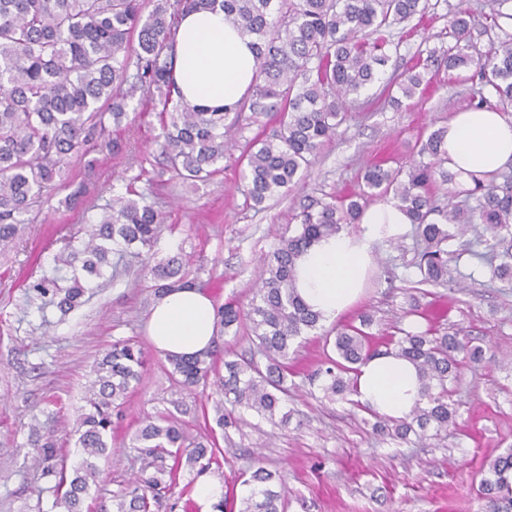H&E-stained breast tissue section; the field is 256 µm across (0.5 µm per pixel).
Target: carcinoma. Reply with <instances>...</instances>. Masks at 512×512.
<instances>
[{"instance_id":"obj_1","label":"carcinoma","mask_w":512,"mask_h":512,"mask_svg":"<svg viewBox=\"0 0 512 512\" xmlns=\"http://www.w3.org/2000/svg\"><path fill=\"white\" fill-rule=\"evenodd\" d=\"M426 5L427 0H154L146 14L143 0H0V247L13 243L20 225L29 223L28 215L51 191L67 187L72 159L91 147L120 151L106 134L109 125L120 126L128 119V101L138 94L152 95L162 154L173 176L182 181H207L224 172L220 163L236 146L243 112L275 114L278 128L247 141L237 161L243 164L246 200L260 206L288 193L335 135L349 96L379 81L389 31L407 25ZM216 8L253 38L256 50L249 96L231 110L184 102L174 76L179 17ZM475 24L467 0H460L448 31L454 45L440 62L450 70L473 67L481 86L495 98L492 102L483 95L480 104L505 112L512 107V41L483 51L469 43ZM423 82V74L407 69L398 83L401 97L392 95L390 100L399 105L401 99L413 98ZM444 135L437 129L417 141L421 160L405 169L367 167L361 192L329 195L303 206L294 234L281 237L264 258L262 285L249 309L232 303L215 306L211 347L191 356L164 354L171 375L185 389L205 387L210 375L216 376L224 393L213 406L220 429L237 426L236 412L242 409L273 425L288 424L290 349L321 322L296 292L295 267L314 243L359 219L360 200L379 191L393 193L423 245L415 263L418 284L446 282L450 263L465 255L488 265L493 277L512 279V171L488 182L474 179L475 186L463 191L462 204L451 199L435 203L434 184L455 183L445 167ZM126 192L84 227L86 238L80 245L71 238L56 254L55 271L72 270L67 285L56 276L41 277L29 285L28 305L41 310L52 306L65 315L83 303L92 281L102 278L106 267H112L115 279L127 258L159 243L166 229L160 213L134 200L132 185ZM470 232L472 241L465 239ZM480 245L484 250H477ZM188 267L176 255L149 268L148 288L154 298L180 288L204 289ZM245 322L263 363L219 343V337ZM372 324V316L363 315L360 326L337 331L336 356H326L325 365L308 374L310 382H320L325 398L344 399L357 392L358 366L382 354L401 357L418 369L423 403L402 420L377 421L375 429H391L406 445L421 442L430 431L435 437L448 433L457 416L454 389L448 387L460 375L455 353L462 350L470 361L479 362L482 349L464 343L458 331L400 328L386 338L382 351L373 347L366 331ZM144 365L143 350L129 340L114 342L97 363L71 433L82 454L72 471L47 465L56 457V440H35V460L56 478L53 506L61 512L91 510L87 500L99 484L97 461L112 447V415L122 411ZM131 445L142 456V471L154 472L113 493L115 510L101 502L97 512H152L170 491L181 463L200 477L216 459L213 433L200 440L171 415L143 418ZM488 470L491 477L481 480L479 497L488 512H512V485L505 477L512 472V448L490 461ZM243 485L248 493L238 512H284L286 476L258 466Z\"/></svg>"}]
</instances>
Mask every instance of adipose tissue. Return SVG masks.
<instances>
[{
    "instance_id": "adipose-tissue-1",
    "label": "adipose tissue",
    "mask_w": 512,
    "mask_h": 512,
    "mask_svg": "<svg viewBox=\"0 0 512 512\" xmlns=\"http://www.w3.org/2000/svg\"><path fill=\"white\" fill-rule=\"evenodd\" d=\"M176 40V77L184 99L207 107L236 105L255 76L252 38L227 24L223 11L205 10L182 17ZM446 130L447 166L459 186H471L473 175L493 176L512 164V117L486 107L469 109L456 113ZM359 224V232L320 240L297 263V292L323 321L335 320L358 298L375 243L402 235L408 218L389 201L367 208ZM148 330L163 352L197 354L214 335L213 303L194 288L170 292L154 306ZM357 395L381 415L405 418L421 400L417 369L393 355L374 357L360 368Z\"/></svg>"
}]
</instances>
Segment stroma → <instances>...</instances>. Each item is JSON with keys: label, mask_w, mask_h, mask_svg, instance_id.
I'll list each match as a JSON object with an SVG mask.
<instances>
[{"label": "stroma", "mask_w": 512, "mask_h": 512, "mask_svg": "<svg viewBox=\"0 0 512 512\" xmlns=\"http://www.w3.org/2000/svg\"><path fill=\"white\" fill-rule=\"evenodd\" d=\"M458 2L428 0L425 15L411 22L413 35L393 32L397 47L389 52L387 76L397 79L419 66L430 78L424 92L396 107L382 84L362 91L307 177L264 209L247 205L235 160H225L223 174L204 183L173 178L156 142L159 123L153 106L140 96L130 101L128 120L110 132L121 151H93L74 162L70 186L44 203L12 247L0 250V512H54L55 479L29 453L30 424L39 420L42 433L59 439L71 431L94 367L114 341H136L146 365L113 419L114 437L123 447L115 458L99 462L104 496L126 487L140 467L135 451L125 445L140 419L172 411L189 433L199 436L204 432L202 405L221 396L212 384L188 390L172 381L145 331L154 298L140 265L65 316L52 307L42 313L27 307L25 278L51 273L63 239L130 184L172 226L150 263L174 255L189 259L192 270L207 281L213 303L234 300L248 306L263 274V257L303 203L362 190L369 165H405L415 159L418 139L446 125L456 112L476 107L480 85L471 70L432 64L453 44L448 25ZM469 5L479 15L500 13L497 23L473 29L477 48L512 38V0H469ZM402 239L399 249L377 243L358 301L333 323L308 333L298 348L289 378L294 415L288 427L273 428L250 413L240 429L215 430L221 468L211 477L222 481L225 491L237 498L245 495L242 480L258 453L267 469L288 473L285 512H478L480 480L490 461L512 445V283L490 281L481 265L466 256L459 264L468 276L465 287H438L421 300L425 313L439 314L438 329L463 328L484 350L478 367L461 368L459 416L447 440L412 447L380 438L372 432L367 410L325 400L313 394L307 381L324 360L325 332L358 323L364 312L375 316L370 331L378 342L397 326L427 328L424 316L408 312L405 291L415 274L418 245L413 231Z\"/></svg>", "instance_id": "stroma-1"}]
</instances>
